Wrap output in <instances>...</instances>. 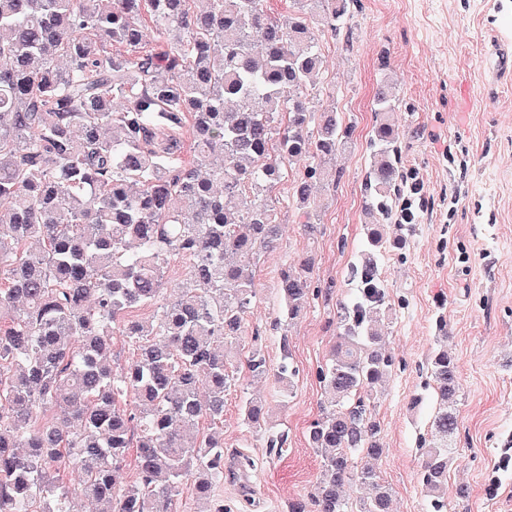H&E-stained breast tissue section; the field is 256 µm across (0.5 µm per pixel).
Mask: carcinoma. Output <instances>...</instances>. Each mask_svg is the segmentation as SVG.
Here are the masks:
<instances>
[{"label":"carcinoma","instance_id":"cac0c4a2","mask_svg":"<svg viewBox=\"0 0 512 512\" xmlns=\"http://www.w3.org/2000/svg\"><path fill=\"white\" fill-rule=\"evenodd\" d=\"M301 2L320 6L334 31L348 10V0ZM320 66L307 18L276 16L264 0H0V512H72L60 478L71 464L97 512H175L188 481L196 512H224V432L214 426L233 381L226 351L255 297L249 267L280 237L272 194L287 169L313 159L294 189L314 231L325 167L352 132L340 112L311 105ZM373 107V221L319 374L330 402L309 431L318 485L290 512H350L351 481L371 490L357 512H391L376 467L374 392L394 364L377 255L403 181L405 129L389 82ZM187 119L188 162L176 135ZM174 258L186 283L170 302L162 269ZM312 267L307 255L279 273L290 322L310 303ZM137 307L153 308L151 319H127ZM117 337L134 350L118 371ZM429 366L437 406L422 481L435 512H452L458 384L447 344ZM245 368L269 374L258 349ZM295 375L285 339L275 379L289 392ZM128 396L131 408L120 405ZM51 409L62 421L39 420ZM241 415L255 429L268 423L254 399Z\"/></svg>","mask_w":512,"mask_h":512}]
</instances>
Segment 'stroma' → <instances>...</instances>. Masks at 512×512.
Here are the masks:
<instances>
[{"label": "stroma", "instance_id": "35a3bbf8", "mask_svg": "<svg viewBox=\"0 0 512 512\" xmlns=\"http://www.w3.org/2000/svg\"><path fill=\"white\" fill-rule=\"evenodd\" d=\"M312 25L322 58L317 109L337 108L353 131L336 156L341 176L325 183L316 228L306 233L294 197L297 170L275 190L282 236L255 269L256 297L238 356L262 347L277 370L288 340L297 376L283 393L273 379L237 368L224 396L225 512H289L313 491L321 458L310 425L325 399L317 371L336 342L337 305L355 288L364 248L363 180L375 123L377 83L393 87L405 129L407 173L423 182L414 224L386 226L403 249L379 255L393 304L384 334L395 366L375 413L384 454L377 463L393 512H431L421 476L430 439L429 357L447 336L459 369L458 461L448 489L456 512H512V0H354L339 33ZM315 260L306 314L277 324L279 272ZM260 397L270 431L247 426L241 404Z\"/></svg>", "mask_w": 512, "mask_h": 512}]
</instances>
